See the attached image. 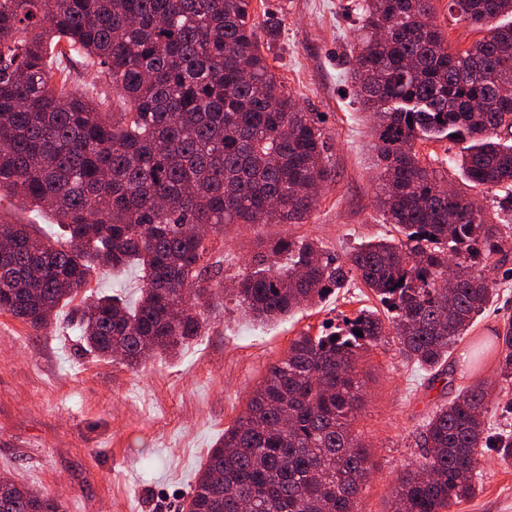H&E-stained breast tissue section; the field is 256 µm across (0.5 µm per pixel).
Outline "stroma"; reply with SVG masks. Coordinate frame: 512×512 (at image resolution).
<instances>
[{
    "instance_id": "obj_1",
    "label": "stroma",
    "mask_w": 512,
    "mask_h": 512,
    "mask_svg": "<svg viewBox=\"0 0 512 512\" xmlns=\"http://www.w3.org/2000/svg\"><path fill=\"white\" fill-rule=\"evenodd\" d=\"M356 0H252L260 48L298 108L315 113L330 135L334 173L301 224H230L224 228L228 289L224 313L176 355H158L140 367L88 353L70 308L41 329L0 312V477L57 499L61 512H181L207 453L244 412L252 390L271 365L286 357L302 334H321L360 309L381 310L359 280L315 306L273 322L243 319L229 289L249 271L261 242L280 236L313 240L346 259L363 244L395 236L376 203L380 169L372 118L352 79L361 22ZM436 21L455 49L482 38L459 20L449 0H433ZM459 145H420L427 166L444 183L499 222L497 190L471 186L448 158ZM501 226V252L489 276L496 290L486 310L448 360L446 379L432 382L426 368L406 360L387 339L363 353L359 372L365 396L353 427L373 453L374 469L361 494V512H390L392 491L418 460L419 433L432 410L476 381L493 385L489 436L512 433V385L497 380V361L486 356L473 371L462 361L475 344L493 339L512 318V224ZM142 273L92 274L86 293L135 300ZM479 492L448 512H512V462L484 449Z\"/></svg>"
}]
</instances>
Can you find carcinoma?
<instances>
[{"label":"carcinoma","instance_id":"1","mask_svg":"<svg viewBox=\"0 0 512 512\" xmlns=\"http://www.w3.org/2000/svg\"><path fill=\"white\" fill-rule=\"evenodd\" d=\"M433 0H362L353 68L376 115L377 201L398 237L345 262L314 241L281 237L236 280L241 312L263 321L361 279L393 312L362 309L343 326L293 340L246 410L208 452L183 512H359L373 469L352 424L362 406L361 353L390 336L432 370L493 297L485 274L498 225L481 206L440 190L419 140L461 145L476 186L507 190L512 213V0H450L485 35L448 46ZM251 0H0V192L45 211L65 239L0 224V311L44 327L98 269L145 273L132 304L90 295L77 309L86 349L133 367L171 353L206 324L199 301L224 225L301 224L332 180L328 137L297 108L259 49ZM92 60L121 112H104L52 70L53 47ZM362 335H356V332ZM498 380L512 383V320L498 331ZM488 383L436 408L425 449L399 478L393 512H447L476 496L488 446ZM0 512H60L28 486L0 487Z\"/></svg>","mask_w":512,"mask_h":512}]
</instances>
